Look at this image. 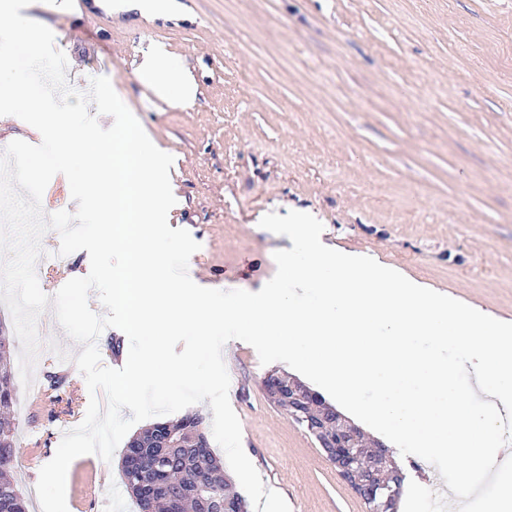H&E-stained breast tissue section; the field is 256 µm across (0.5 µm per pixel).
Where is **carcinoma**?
Wrapping results in <instances>:
<instances>
[{
	"instance_id": "1",
	"label": "carcinoma",
	"mask_w": 512,
	"mask_h": 512,
	"mask_svg": "<svg viewBox=\"0 0 512 512\" xmlns=\"http://www.w3.org/2000/svg\"><path fill=\"white\" fill-rule=\"evenodd\" d=\"M11 350L7 337L0 336V393L14 390ZM203 418L185 415L176 420L155 422L138 432L145 443L161 432L171 430L180 438L179 446L168 449L172 460L166 485L147 497L143 487L153 481L156 448L144 449L140 470L122 471L123 484L138 505L139 512H242L245 502L233 491L221 460L211 448H196L197 440L207 437L199 430ZM16 422L14 398L0 400V512H26L24 496L10 473L14 468Z\"/></svg>"
}]
</instances>
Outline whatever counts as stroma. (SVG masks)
Listing matches in <instances>:
<instances>
[{"mask_svg": "<svg viewBox=\"0 0 512 512\" xmlns=\"http://www.w3.org/2000/svg\"><path fill=\"white\" fill-rule=\"evenodd\" d=\"M147 19L108 0H32L76 62L71 87L105 63L150 140L174 157L199 286L259 291L287 236L267 213L306 212L342 251L378 255L411 278L512 315V0H179ZM161 44L195 94L175 106L135 73ZM242 446L291 512H366L322 449L270 403L269 371L239 341L224 356ZM52 366L14 378L18 453L52 459L55 408L33 406ZM111 461L83 455L66 478L68 512H137Z\"/></svg>", "mask_w": 512, "mask_h": 512, "instance_id": "obj_1", "label": "stroma"}]
</instances>
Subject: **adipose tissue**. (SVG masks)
Instances as JSON below:
<instances>
[{
	"label": "adipose tissue",
	"mask_w": 512,
	"mask_h": 512,
	"mask_svg": "<svg viewBox=\"0 0 512 512\" xmlns=\"http://www.w3.org/2000/svg\"><path fill=\"white\" fill-rule=\"evenodd\" d=\"M137 75L151 83L159 95L174 105H182L192 99L195 85L192 77L173 66L164 46H153L144 52L136 67Z\"/></svg>",
	"instance_id": "1"
}]
</instances>
